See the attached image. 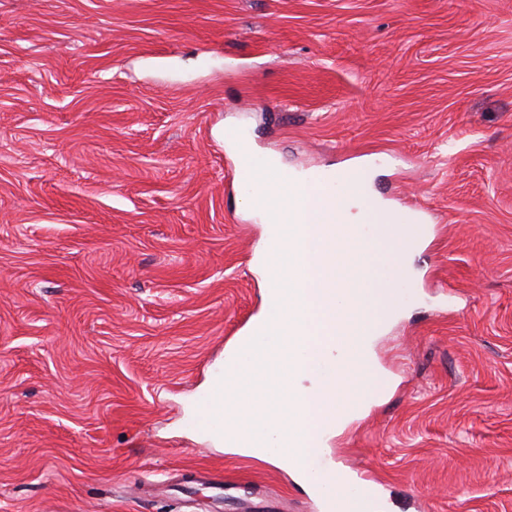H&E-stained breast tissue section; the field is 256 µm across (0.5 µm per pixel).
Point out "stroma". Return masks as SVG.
I'll return each instance as SVG.
<instances>
[{
  "instance_id": "stroma-1",
  "label": "stroma",
  "mask_w": 512,
  "mask_h": 512,
  "mask_svg": "<svg viewBox=\"0 0 512 512\" xmlns=\"http://www.w3.org/2000/svg\"><path fill=\"white\" fill-rule=\"evenodd\" d=\"M237 131L431 227L324 455L391 512H512V0H0V512H319L186 425L267 312Z\"/></svg>"
}]
</instances>
